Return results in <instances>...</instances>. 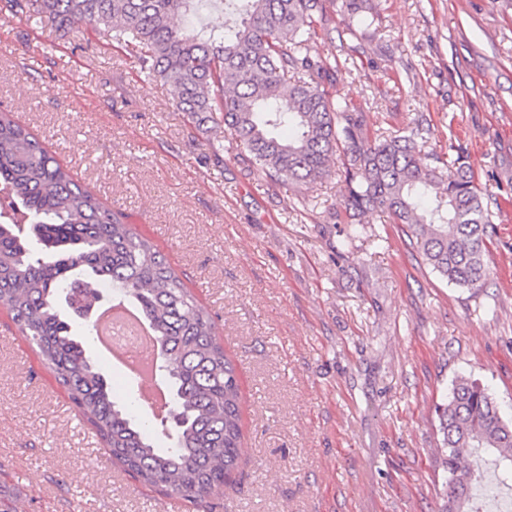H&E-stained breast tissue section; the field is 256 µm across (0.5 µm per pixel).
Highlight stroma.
<instances>
[{
  "label": "stroma",
  "instance_id": "obj_1",
  "mask_svg": "<svg viewBox=\"0 0 512 512\" xmlns=\"http://www.w3.org/2000/svg\"><path fill=\"white\" fill-rule=\"evenodd\" d=\"M346 35L339 0L315 42L344 60L332 98L371 136L427 115L497 199L483 287L419 267L370 211L352 253L332 215L345 183L274 184L174 106L131 51L0 12V110L13 112L124 223L151 238L222 327L239 372L242 447L211 512H442L437 408L457 377L512 422V0H372ZM196 512L135 481L79 422L0 307V506Z\"/></svg>",
  "mask_w": 512,
  "mask_h": 512
}]
</instances>
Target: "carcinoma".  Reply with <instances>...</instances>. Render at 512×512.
<instances>
[{
    "mask_svg": "<svg viewBox=\"0 0 512 512\" xmlns=\"http://www.w3.org/2000/svg\"><path fill=\"white\" fill-rule=\"evenodd\" d=\"M232 22L188 29L199 0H4L58 33L89 24L136 49L140 70L174 88L176 109L230 136L275 183H314L342 159L347 227L339 250L366 233L379 209L448 283L481 288L491 213L465 152L431 150L427 119L402 135L370 139L363 113L329 97L338 65L312 41L324 0H225ZM346 30L369 32L366 0H341ZM122 290L159 342V373L175 419L173 443L119 399L65 319L100 307V285ZM0 306L65 390L113 461L141 484L196 506L219 493L240 458L237 369L211 313L153 241L79 184L34 134L0 111ZM448 472L445 512H479L472 491L493 466L512 487V425L478 382L456 380L440 415Z\"/></svg>",
    "mask_w": 512,
    "mask_h": 512,
    "instance_id": "obj_1",
    "label": "carcinoma"
}]
</instances>
